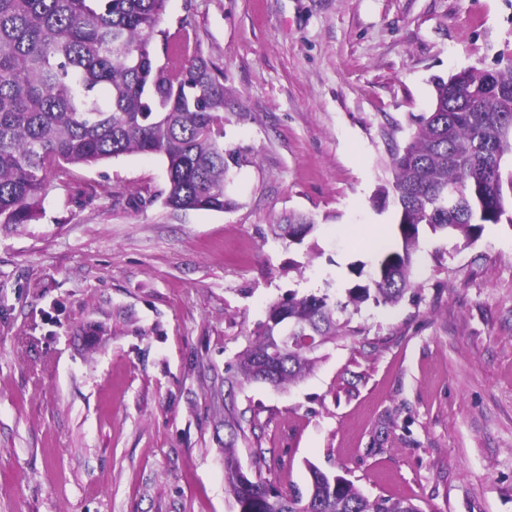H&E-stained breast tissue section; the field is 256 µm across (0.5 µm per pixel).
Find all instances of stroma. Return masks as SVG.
I'll use <instances>...</instances> for the list:
<instances>
[{"label":"stroma","mask_w":512,"mask_h":512,"mask_svg":"<svg viewBox=\"0 0 512 512\" xmlns=\"http://www.w3.org/2000/svg\"><path fill=\"white\" fill-rule=\"evenodd\" d=\"M182 29L224 73L234 206L171 209L163 158L129 154L0 226V512H235L229 442L285 490L313 464L421 512H512V224L421 227L415 288L338 313L305 380L235 378L270 304L343 297L397 245L372 201L390 150L433 77L512 63V0H167L158 60ZM291 212L316 220L300 246L271 232Z\"/></svg>","instance_id":"stroma-1"}]
</instances>
